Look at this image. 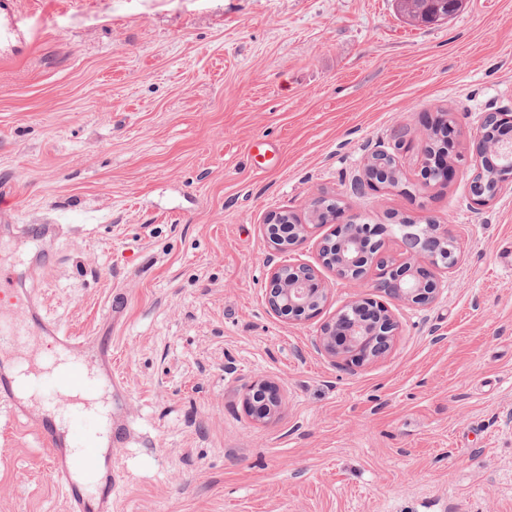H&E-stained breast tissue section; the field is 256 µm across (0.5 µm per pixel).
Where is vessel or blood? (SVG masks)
Returning <instances> with one entry per match:
<instances>
[{"label": "vessel or blood", "mask_w": 512, "mask_h": 512, "mask_svg": "<svg viewBox=\"0 0 512 512\" xmlns=\"http://www.w3.org/2000/svg\"><path fill=\"white\" fill-rule=\"evenodd\" d=\"M31 30L17 0H0V63L23 56ZM58 224H1L0 238L41 243L59 236ZM32 271L0 266V408L11 418L31 426L50 452L51 470L69 506L68 512H112V496L119 474L112 465L111 445L129 442L126 420L107 413L97 424L76 417L61 418L54 396L70 392L95 401L101 390L122 395V382L112 372V342L77 337L48 319L38 294L28 288ZM32 339L51 343L47 364L32 365L27 375L15 369V353ZM109 448H102L101 439Z\"/></svg>", "instance_id": "obj_1"}]
</instances>
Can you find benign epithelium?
<instances>
[{
    "instance_id": "7a95c632",
    "label": "benign epithelium",
    "mask_w": 512,
    "mask_h": 512,
    "mask_svg": "<svg viewBox=\"0 0 512 512\" xmlns=\"http://www.w3.org/2000/svg\"><path fill=\"white\" fill-rule=\"evenodd\" d=\"M501 122L498 113L489 112L477 129L474 173L470 183V192L477 205H484L504 189L512 188V142L502 143L493 134V128ZM489 154L504 160L490 172L486 171L485 161ZM398 170L395 155L375 150L367 155L363 176L354 192L362 191L367 181L373 178L388 187H396L400 183ZM343 212L345 207L334 196L316 200L311 205L307 223L288 211L275 212L266 223L270 246L276 252L299 248L307 243L314 229L335 221ZM399 230L400 258L383 251L384 243L372 239L371 225L354 214L338 225L334 234L319 241L318 265H286L269 257L266 292L269 312L298 323L316 315L328 295L322 275L324 269L339 279L360 286L367 269L374 267L378 273L372 287L378 292L419 306L429 304L439 291L440 277L456 269L461 261L458 235L451 225L433 221L401 224ZM397 329V322L383 305L356 297L323 325L316 347L344 361L347 369L352 371L384 357L391 349ZM255 391L264 393L268 401V409L261 416L280 412L284 395L279 386L258 379L248 389L247 402H252Z\"/></svg>"
}]
</instances>
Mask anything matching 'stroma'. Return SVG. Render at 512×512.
Listing matches in <instances>:
<instances>
[{"label": "stroma", "mask_w": 512, "mask_h": 512, "mask_svg": "<svg viewBox=\"0 0 512 512\" xmlns=\"http://www.w3.org/2000/svg\"><path fill=\"white\" fill-rule=\"evenodd\" d=\"M31 44L0 67V205L60 224L34 282L74 335L112 339V512H512V190L472 202L473 135L512 115V0L414 25L394 0H19ZM448 112L452 178L420 186ZM394 154L395 189L351 187ZM336 195L372 225H456L462 264L411 305L326 273L301 323L266 305L267 258L317 261L318 228L272 253L270 212ZM122 295L125 309L109 308ZM373 297L399 330L348 371L322 325ZM281 413L245 410L257 378ZM0 512H66L49 451L0 413ZM391 165L394 181H390L386 176V172ZM398 170H400V167L395 155L384 150L371 152L365 159L363 176L360 177L357 185H355L354 193L362 191L367 183H369L367 181H371L373 178L378 180L381 184H386V187H397L400 183V175L397 174ZM254 391H260L261 393H265L268 401V409H266L262 413H258L263 418L269 415H275L280 412L283 401H284V395L281 388L275 384H272L264 379H258L254 381L250 388L248 389L247 393V403H252V393Z\"/></svg>", "instance_id": "1"}]
</instances>
